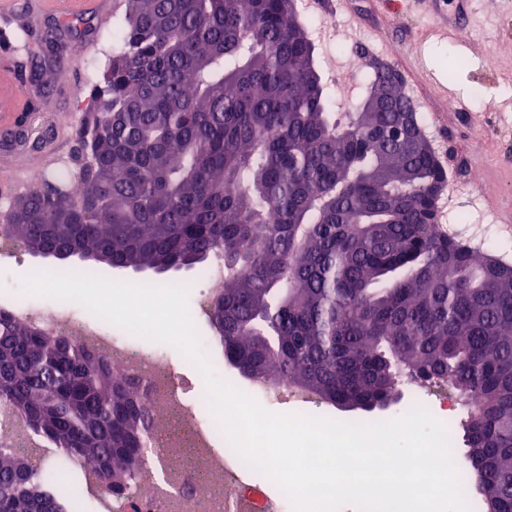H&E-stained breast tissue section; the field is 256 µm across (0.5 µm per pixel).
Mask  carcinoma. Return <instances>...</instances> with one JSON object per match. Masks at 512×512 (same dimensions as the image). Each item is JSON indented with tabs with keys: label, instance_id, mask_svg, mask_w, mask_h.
Listing matches in <instances>:
<instances>
[{
	"label": "carcinoma",
	"instance_id": "carcinoma-1",
	"mask_svg": "<svg viewBox=\"0 0 512 512\" xmlns=\"http://www.w3.org/2000/svg\"><path fill=\"white\" fill-rule=\"evenodd\" d=\"M121 47L87 94L78 167L10 205L13 236L80 264L178 270L224 259L211 308L248 379L389 410L405 382L464 400L467 483L512 512V266L441 229L448 175L402 86L336 118L289 0H126ZM44 51L61 67L52 33ZM44 130L29 117L17 138ZM0 403L119 495L151 428L138 387L0 309ZM67 489L0 451V512H66Z\"/></svg>",
	"mask_w": 512,
	"mask_h": 512
}]
</instances>
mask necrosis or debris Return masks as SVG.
<instances>
[{"label":"necrosis or debris","instance_id":"1","mask_svg":"<svg viewBox=\"0 0 512 512\" xmlns=\"http://www.w3.org/2000/svg\"><path fill=\"white\" fill-rule=\"evenodd\" d=\"M7 311L50 338L70 337L105 357L121 378H136L155 422L144 453L149 461L125 494L99 495L102 512H293L283 492H270L264 479L231 448L206 409L173 384V368L159 354L135 348L127 330L85 311L54 308L13 297ZM0 449L21 451L36 473L49 467L42 438L15 411L0 407Z\"/></svg>","mask_w":512,"mask_h":512}]
</instances>
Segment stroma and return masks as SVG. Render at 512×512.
Segmentation results:
<instances>
[{
  "label": "stroma",
  "mask_w": 512,
  "mask_h": 512,
  "mask_svg": "<svg viewBox=\"0 0 512 512\" xmlns=\"http://www.w3.org/2000/svg\"><path fill=\"white\" fill-rule=\"evenodd\" d=\"M21 11L0 20V30L33 32L26 52L0 49V82L27 92L36 108V123L46 131L34 147L2 140L15 119L0 112V175H23L32 184L73 165L78 150L76 125L83 113L76 90H90L107 69L114 48L108 22L122 19L121 8L107 16L90 13L65 29L44 0H19ZM449 22L458 25L456 40L427 30L423 18H395L382 10L381 0H344L336 12L341 34L359 48V68L370 72L383 64L398 71L406 94L426 119L423 127L448 173L439 199L440 216L478 197V211L498 219L499 208L512 202V0H446ZM56 30L66 50L78 51L76 70L57 72L43 61V81L21 77L29 56L39 51L36 37ZM461 60L449 70L452 60ZM466 104L465 111L448 105L449 95Z\"/></svg>",
  "instance_id": "stroma-1"
}]
</instances>
